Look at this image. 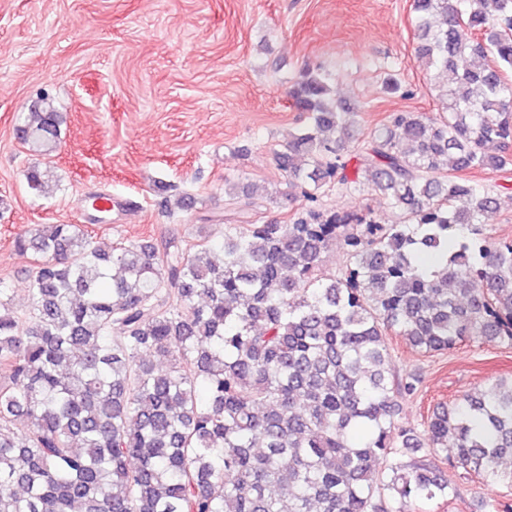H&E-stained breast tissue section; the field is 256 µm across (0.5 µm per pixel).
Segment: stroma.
I'll return each instance as SVG.
<instances>
[{
	"mask_svg": "<svg viewBox=\"0 0 512 512\" xmlns=\"http://www.w3.org/2000/svg\"><path fill=\"white\" fill-rule=\"evenodd\" d=\"M412 0H0V281L26 301L29 258L15 239L41 224H77L95 245L217 241L233 212L225 181L250 183L272 203L259 221L290 223L299 189L272 161L274 146L307 123L289 96L300 73L322 67L358 106V136L395 112H439L429 74L415 58ZM392 74L403 91L385 94ZM62 116L51 155L23 145L16 127L41 94ZM48 167L43 193L25 175ZM494 192L486 231L512 239V168L464 172ZM121 203L92 221L88 197ZM190 208H171L177 196ZM322 203L339 213L395 215L368 188H333ZM397 371L420 379L401 404V424L422 429L433 407L512 375V346L466 342L429 355L390 336ZM453 494L411 512H489L506 497L446 466Z\"/></svg>",
	"mask_w": 512,
	"mask_h": 512,
	"instance_id": "35a3bbf8",
	"label": "stroma"
}]
</instances>
